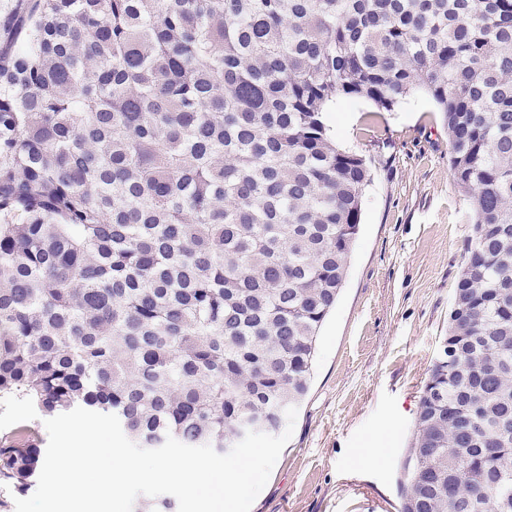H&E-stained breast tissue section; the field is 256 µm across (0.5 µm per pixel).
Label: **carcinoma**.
I'll return each instance as SVG.
<instances>
[{"mask_svg":"<svg viewBox=\"0 0 512 512\" xmlns=\"http://www.w3.org/2000/svg\"><path fill=\"white\" fill-rule=\"evenodd\" d=\"M415 92L475 235L402 512H512V0H0V397L148 449L276 434L370 180L325 112ZM45 453L1 435L0 486Z\"/></svg>","mask_w":512,"mask_h":512,"instance_id":"obj_1","label":"carcinoma"}]
</instances>
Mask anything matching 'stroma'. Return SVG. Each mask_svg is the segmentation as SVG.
Returning <instances> with one entry per match:
<instances>
[{
	"mask_svg": "<svg viewBox=\"0 0 512 512\" xmlns=\"http://www.w3.org/2000/svg\"><path fill=\"white\" fill-rule=\"evenodd\" d=\"M328 124L338 146L366 159L371 182L292 437L251 512H400L419 399L474 237L429 98L389 112L339 98Z\"/></svg>",
	"mask_w": 512,
	"mask_h": 512,
	"instance_id": "35a3bbf8",
	"label": "stroma"
}]
</instances>
